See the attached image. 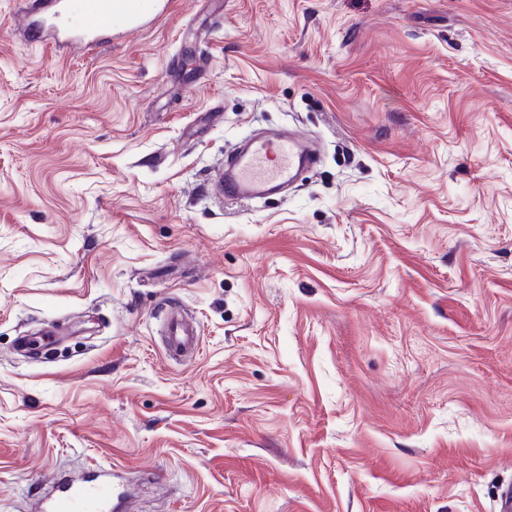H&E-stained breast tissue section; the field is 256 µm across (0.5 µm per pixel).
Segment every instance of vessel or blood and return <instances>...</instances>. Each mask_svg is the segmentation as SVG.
Returning a JSON list of instances; mask_svg holds the SVG:
<instances>
[{"instance_id":"1","label":"vessel or blood","mask_w":512,"mask_h":512,"mask_svg":"<svg viewBox=\"0 0 512 512\" xmlns=\"http://www.w3.org/2000/svg\"><path fill=\"white\" fill-rule=\"evenodd\" d=\"M151 9L149 0H24L22 24L32 40L56 48L73 46L91 52L108 43L112 33L140 21ZM317 155L298 133L283 132L235 149L224 163L217 189L230 205L252 204L287 190L303 170L315 167ZM166 357L193 354L198 328L180 314L165 321ZM129 492L116 475L101 471L57 479L43 498L41 512H115Z\"/></svg>"}]
</instances>
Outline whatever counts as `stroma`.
Wrapping results in <instances>:
<instances>
[{"mask_svg":"<svg viewBox=\"0 0 512 512\" xmlns=\"http://www.w3.org/2000/svg\"><path fill=\"white\" fill-rule=\"evenodd\" d=\"M0 0V512H497L512 487V0H172L93 55ZM320 158L225 208L224 154ZM200 350L163 351L166 312ZM58 327L48 355L22 337ZM114 471H101L72 478L62 476L42 499L41 512H112L128 492L127 484L117 483Z\"/></svg>","mask_w":512,"mask_h":512,"instance_id":"1","label":"stroma"}]
</instances>
